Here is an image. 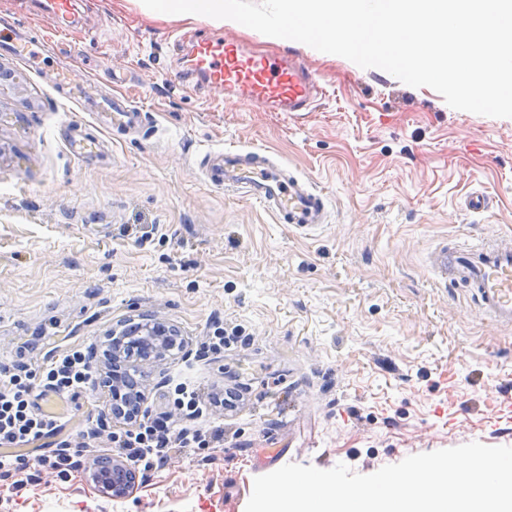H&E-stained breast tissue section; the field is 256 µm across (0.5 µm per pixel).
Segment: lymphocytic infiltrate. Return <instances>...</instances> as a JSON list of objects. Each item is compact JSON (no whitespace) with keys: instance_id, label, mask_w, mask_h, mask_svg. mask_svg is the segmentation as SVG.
I'll return each instance as SVG.
<instances>
[{"instance_id":"lymphocytic-infiltrate-1","label":"lymphocytic infiltrate","mask_w":512,"mask_h":512,"mask_svg":"<svg viewBox=\"0 0 512 512\" xmlns=\"http://www.w3.org/2000/svg\"><path fill=\"white\" fill-rule=\"evenodd\" d=\"M96 381L95 370L88 355L69 349L51 356L42 367V381L33 384L27 370L17 365L0 363V470L24 471L31 465H48L59 475L77 470L79 463L69 452L71 442L65 439L60 418L35 410L33 393L55 397L72 396ZM90 435H107L121 448L133 465L151 469L177 448L207 447L224 440L223 427L212 429H174L165 415L159 414L135 421L132 428L112 431L108 418L89 423ZM50 440L51 455L31 456L25 446Z\"/></svg>"}]
</instances>
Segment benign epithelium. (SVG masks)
<instances>
[{
	"mask_svg": "<svg viewBox=\"0 0 512 512\" xmlns=\"http://www.w3.org/2000/svg\"><path fill=\"white\" fill-rule=\"evenodd\" d=\"M188 355L186 341L176 334L165 336L164 329L151 323H137L120 332L112 331L105 343L104 363L111 367L119 362L129 370L140 372L147 365L157 364L172 356V351ZM110 471L100 475L96 486L113 496L124 494L135 482V471L126 464L112 463Z\"/></svg>",
	"mask_w": 512,
	"mask_h": 512,
	"instance_id": "obj_1",
	"label": "benign epithelium"
}]
</instances>
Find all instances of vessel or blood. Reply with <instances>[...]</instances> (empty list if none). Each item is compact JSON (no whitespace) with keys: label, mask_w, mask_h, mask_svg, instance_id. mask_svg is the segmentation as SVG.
Returning a JSON list of instances; mask_svg holds the SVG:
<instances>
[{"label":"vessel or blood","mask_w":512,"mask_h":512,"mask_svg":"<svg viewBox=\"0 0 512 512\" xmlns=\"http://www.w3.org/2000/svg\"><path fill=\"white\" fill-rule=\"evenodd\" d=\"M44 13L55 31L75 16L76 0H44ZM0 50L17 55L32 71L41 70L50 55L45 38L31 36L14 19L0 20ZM189 67L197 82L227 94L262 103L277 112H304L319 92L317 81L291 55L258 56L238 42L222 36L195 41ZM58 82L82 111H89L105 127L137 128L142 110L126 96L110 94L88 102L81 83L61 69ZM210 174L223 185L241 184L256 201L282 214L298 228H314L326 218L325 202L311 184L283 166L259 163L247 152L229 147L210 152ZM431 270L439 276L466 285L481 308L495 318L512 320V247L477 245L431 253Z\"/></svg>","instance_id":"vessel-or-blood-1"}]
</instances>
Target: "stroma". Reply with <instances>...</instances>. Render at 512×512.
<instances>
[{"label":"stroma","instance_id":"35a3bbf8","mask_svg":"<svg viewBox=\"0 0 512 512\" xmlns=\"http://www.w3.org/2000/svg\"><path fill=\"white\" fill-rule=\"evenodd\" d=\"M263 55L292 54L322 92L308 112L174 82L189 40L213 33ZM57 63L95 100L127 95L137 131L105 129L0 53V362L37 372L70 347L102 369L107 333L161 322L188 357L145 368V406L176 383L224 427L216 448H178L119 498L93 463L125 462L98 439L60 478L0 473V512H245L256 477L289 463L368 475L407 456L477 441L512 446V323L437 279L442 246L512 242V118L452 109L429 87L364 69L247 27L221 30L144 11L137 0H81L50 37ZM78 112L80 127L67 125ZM94 141L74 156L68 142ZM283 162L326 199V224L283 223L243 190L210 181L204 148ZM488 198L470 210L473 194ZM155 224L151 238L140 227ZM241 343L198 357L206 326ZM233 392L234 408L212 406ZM111 398L65 400L67 434Z\"/></svg>","mask_w":512,"mask_h":512}]
</instances>
